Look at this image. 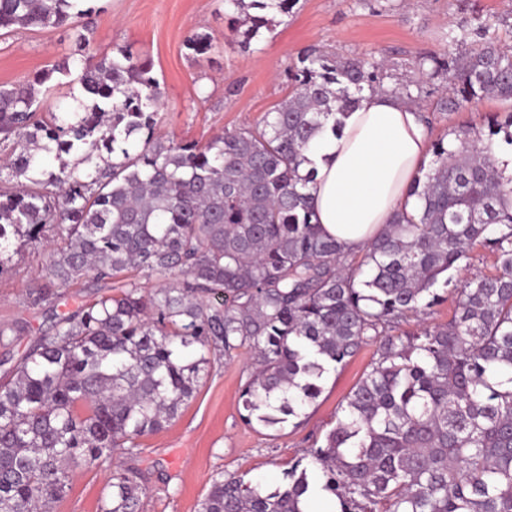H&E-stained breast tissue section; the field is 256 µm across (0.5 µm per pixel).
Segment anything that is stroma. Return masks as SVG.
Here are the masks:
<instances>
[{
	"instance_id": "35a3bbf8",
	"label": "stroma",
	"mask_w": 512,
	"mask_h": 512,
	"mask_svg": "<svg viewBox=\"0 0 512 512\" xmlns=\"http://www.w3.org/2000/svg\"><path fill=\"white\" fill-rule=\"evenodd\" d=\"M97 6L96 52L126 47L151 60L165 91L161 130L178 140L203 143L224 130L254 125L287 95L288 68L311 46L331 56H373L387 63L392 81H421L433 141L512 110V104L495 98L451 114L431 109L444 82L421 79L415 62L443 47L449 27L469 20L471 11L459 0H299L290 15L277 16L272 32L247 48L228 30L224 0H98ZM195 31L213 38L212 50L197 61L184 44ZM75 48L76 32L67 26L20 29L0 38V85L32 77ZM55 237L56 228L49 224L41 241L21 238L10 248L7 270L0 274V327H21L25 333L9 352L22 353L50 327L52 306L35 297L47 283L46 244ZM497 268L496 254L475 246L461 269L451 272L449 285L439 287L441 302L411 320L409 330L447 323L458 288ZM8 351L0 348V357ZM375 352V346H364L347 365L325 373L322 392L301 423L290 421L276 429L244 418L239 395L249 373L247 354L212 362L176 420L140 438L138 456L121 459L123 466L145 477L143 512H198L219 472L269 491L285 487L288 468L335 425L346 396L369 371ZM109 475L105 466L76 472L69 494L51 512H100Z\"/></svg>"
}]
</instances>
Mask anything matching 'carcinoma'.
Listing matches in <instances>:
<instances>
[{"instance_id":"cac0c4a2","label":"carcinoma","mask_w":512,"mask_h":512,"mask_svg":"<svg viewBox=\"0 0 512 512\" xmlns=\"http://www.w3.org/2000/svg\"><path fill=\"white\" fill-rule=\"evenodd\" d=\"M90 2L0 0V32L77 31V55L0 86V274L12 239L54 224L37 300L61 302L91 274L112 283L0 363V512H47L75 469L117 448L138 454L221 356L249 350L246 419L275 427L319 396L327 367L370 344L376 359L343 416L284 489L220 474L199 512H305L318 477L341 512H512V177L496 159L512 150V113L453 131V150L436 141L409 190L420 207L399 210L356 262L313 223L304 152L364 91L415 106L421 87L389 89L384 61L310 47L288 67L287 97L255 125L177 141L160 133L152 63L124 47L93 53ZM298 2L224 0L245 48ZM502 27L512 31V11L476 13L418 58L421 76L445 84L435 111L512 102ZM185 45L213 48L199 32ZM65 84L70 105L41 111ZM477 244L499 273L466 281L447 323L401 332ZM134 273L159 287L142 291ZM108 487L100 512H142V474L115 465Z\"/></svg>"}]
</instances>
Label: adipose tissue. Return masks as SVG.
<instances>
[{
    "label": "adipose tissue",
    "instance_id": "obj_1",
    "mask_svg": "<svg viewBox=\"0 0 512 512\" xmlns=\"http://www.w3.org/2000/svg\"><path fill=\"white\" fill-rule=\"evenodd\" d=\"M318 136L300 174H313V221L342 249H365L400 209H414L409 189L429 159L417 112L402 100L363 93Z\"/></svg>",
    "mask_w": 512,
    "mask_h": 512
}]
</instances>
